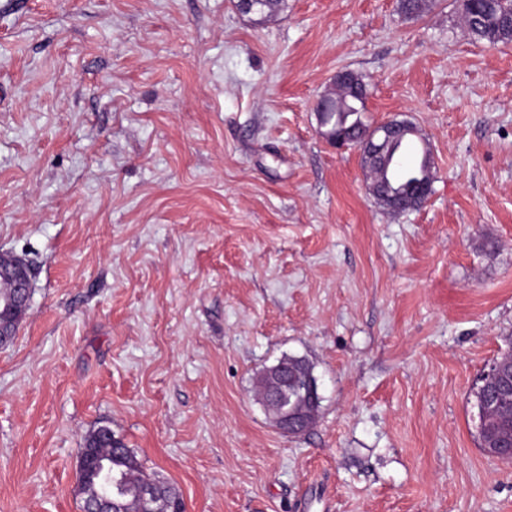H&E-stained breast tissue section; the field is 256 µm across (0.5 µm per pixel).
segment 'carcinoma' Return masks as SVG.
Returning a JSON list of instances; mask_svg holds the SVG:
<instances>
[{
	"label": "carcinoma",
	"mask_w": 512,
	"mask_h": 512,
	"mask_svg": "<svg viewBox=\"0 0 512 512\" xmlns=\"http://www.w3.org/2000/svg\"><path fill=\"white\" fill-rule=\"evenodd\" d=\"M288 7L287 0H253L251 22L261 26ZM429 8V0H399V9L407 17H416ZM462 22L467 34L478 41L512 42V0H463ZM366 83L362 76L347 72L335 79L334 88L322 95L318 121L325 133L334 138H344L347 144L362 147L370 142L383 146L374 157H363L369 170L372 195L380 207L399 213L422 206L432 193L434 172L430 151L412 123H407L406 133L387 142L372 139L375 129L362 117L365 110L363 97ZM261 401L271 415L279 411L270 399V392L284 393L285 403L293 399L292 383L274 379L262 372L257 379ZM480 418L487 428H494L503 435L512 434V410H486ZM83 447L93 448L99 455H112V470L116 478L130 484L146 481L141 462L133 449L121 444L112 448L96 447L94 434L84 438Z\"/></svg>",
	"instance_id": "obj_1"
}]
</instances>
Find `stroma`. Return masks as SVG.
<instances>
[{
	"mask_svg": "<svg viewBox=\"0 0 512 512\" xmlns=\"http://www.w3.org/2000/svg\"><path fill=\"white\" fill-rule=\"evenodd\" d=\"M457 0H0V253L34 265L0 348V512H81L110 426L187 512H512L476 379L512 345V42ZM407 119L436 175L379 207L314 103ZM322 395L301 435L254 395L282 355ZM251 12L247 14L254 25H264L288 7L287 0H251Z\"/></svg>",
	"mask_w": 512,
	"mask_h": 512,
	"instance_id": "35a3bbf8",
	"label": "stroma"
}]
</instances>
